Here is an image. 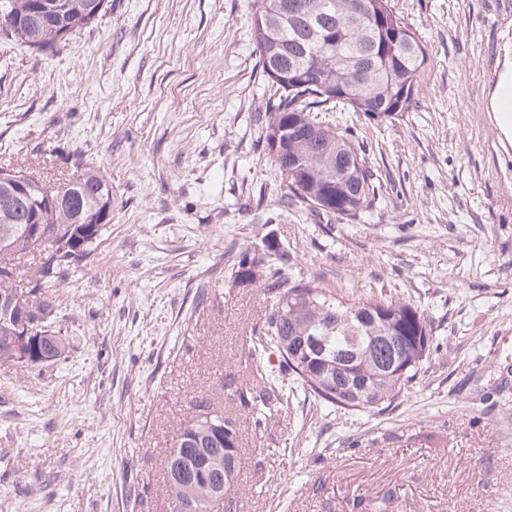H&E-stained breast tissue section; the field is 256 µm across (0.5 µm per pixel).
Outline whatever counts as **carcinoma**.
<instances>
[{
	"instance_id": "carcinoma-1",
	"label": "carcinoma",
	"mask_w": 512,
	"mask_h": 512,
	"mask_svg": "<svg viewBox=\"0 0 512 512\" xmlns=\"http://www.w3.org/2000/svg\"><path fill=\"white\" fill-rule=\"evenodd\" d=\"M8 16L0 17V38L48 52L104 10L105 0H0ZM319 21L307 24V14ZM250 35L262 75L276 85V98L257 113L265 127V149L280 173H288L279 202L297 199L318 219L351 220L373 209L380 184L349 128L325 124L316 113L340 110L368 119L407 112L413 90L428 61L425 46L396 15L390 0H250ZM24 182L34 198L52 187L40 185L21 167H0V294L16 292L22 305L37 310V332L57 337L52 357L66 356L69 342L53 329L54 303L49 289L68 272L88 263L103 225L83 238L80 252L63 250L62 240L88 219L112 208V186L97 169L84 170L76 182L61 187L62 202L40 215L47 235L31 241L20 230L31 213L20 204L3 202L6 190ZM39 253V265L22 271L19 260ZM262 268L266 288L275 293L262 331L251 336L252 385L239 390L251 409L254 426L263 423L269 406L288 407L299 390L321 408L388 409L414 382L434 338L425 316L407 302L375 295L345 298L320 278L292 270L288 250L271 246L259 252L245 248L236 257L235 277L254 280ZM0 327V365L37 364L9 347ZM326 337L322 355L300 353L296 343ZM357 348L342 369L336 354ZM275 350L279 364L266 354ZM224 425L225 442L217 440ZM235 446V458L225 452ZM182 457L207 464L213 483L202 484L187 472L171 486L174 502L193 504L197 512L218 506L222 486L240 472V439L236 422L215 411L181 425L167 461Z\"/></svg>"
}]
</instances>
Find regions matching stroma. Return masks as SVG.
Returning a JSON list of instances; mask_svg holds the SVG:
<instances>
[{
    "label": "stroma",
    "mask_w": 512,
    "mask_h": 512,
    "mask_svg": "<svg viewBox=\"0 0 512 512\" xmlns=\"http://www.w3.org/2000/svg\"><path fill=\"white\" fill-rule=\"evenodd\" d=\"M249 2L108 0L51 52L0 39V167L112 185L92 262L51 291L66 359L0 366V512H172L202 398L241 434L219 512H512V142L488 110L512 0H391L428 63L395 118L319 113L382 176L371 212L330 222L279 203ZM267 243L423 312L436 348L396 404L300 396L254 427L236 389L272 300L233 263Z\"/></svg>",
    "instance_id": "35a3bbf8"
}]
</instances>
